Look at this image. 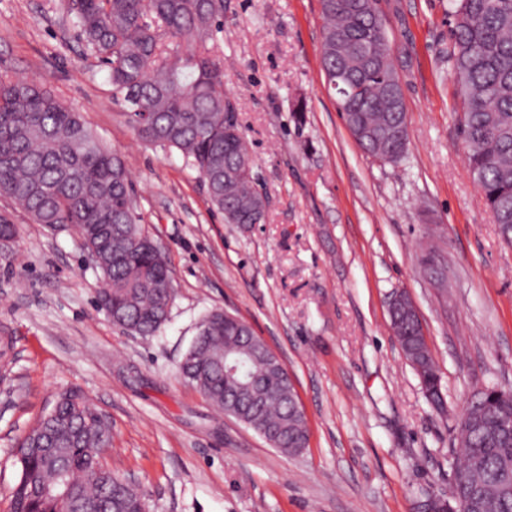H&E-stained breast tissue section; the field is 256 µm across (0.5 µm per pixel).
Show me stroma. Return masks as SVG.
<instances>
[{"label":"stroma","mask_w":512,"mask_h":512,"mask_svg":"<svg viewBox=\"0 0 512 512\" xmlns=\"http://www.w3.org/2000/svg\"><path fill=\"white\" fill-rule=\"evenodd\" d=\"M409 121L405 157L366 155L321 65L320 0H225V86L239 112L265 223L228 224L177 151L137 137L104 64L60 0H0V72L48 81L118 152L174 296L153 336L96 306L76 230L33 223L0 196L17 236L0 248V512L20 440L60 393L112 427L104 462L149 512H413L448 492L466 402L512 389V244L467 167L449 0H376ZM406 292L444 386L434 408L392 331ZM224 310L285 364L309 427L286 455L224 416L177 372L200 320Z\"/></svg>","instance_id":"stroma-1"}]
</instances>
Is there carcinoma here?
<instances>
[{
  "label": "carcinoma",
  "instance_id": "cac0c4a2",
  "mask_svg": "<svg viewBox=\"0 0 512 512\" xmlns=\"http://www.w3.org/2000/svg\"><path fill=\"white\" fill-rule=\"evenodd\" d=\"M87 51L109 70L112 96L125 107L136 135L178 151L204 182L211 204L229 224L263 222L264 200L239 124L224 88V56L213 27L224 0H66ZM325 20L322 65L356 143L370 156L396 163L406 152L409 125L381 19L357 0H321ZM454 20L448 65L462 102L460 125L467 165L481 187L502 237L512 242V0H449ZM31 220L74 228L101 287L97 303L120 316L130 332L152 336L167 322L173 299L170 271L150 245L132 202L125 163L108 150L81 113L41 80L0 74V196ZM391 324L427 400L443 406L442 379L416 310L399 302ZM264 341L247 323L221 310L205 315L179 366L181 376L213 405L281 452L308 444L306 418L296 417L285 375L257 351ZM272 395L254 404L224 375V357ZM479 431L459 429L462 490L480 492L476 512H512V390L471 406ZM110 429L80 391L62 393L23 440L12 512H140L145 496L128 484L118 498L92 476L103 467Z\"/></svg>",
  "mask_w": 512,
  "mask_h": 512
}]
</instances>
